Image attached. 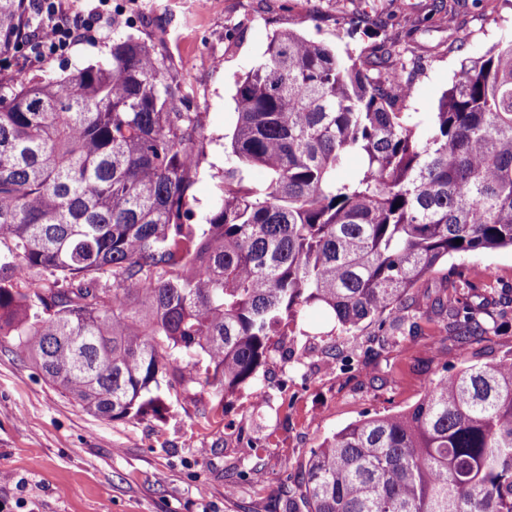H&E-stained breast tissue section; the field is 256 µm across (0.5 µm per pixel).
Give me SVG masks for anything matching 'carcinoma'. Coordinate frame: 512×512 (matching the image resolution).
<instances>
[{
  "instance_id": "cac0c4a2",
  "label": "carcinoma",
  "mask_w": 512,
  "mask_h": 512,
  "mask_svg": "<svg viewBox=\"0 0 512 512\" xmlns=\"http://www.w3.org/2000/svg\"><path fill=\"white\" fill-rule=\"evenodd\" d=\"M34 21L0 0V63ZM386 55L374 74L363 53L273 35L236 84L204 224L188 223L206 156L191 93L145 42L115 33L109 59L60 78L0 75V338L115 421L162 415L175 384H257L272 337L311 307L347 337L342 366H362L368 320L417 335L400 307L420 280L512 249V42L417 117L399 108V42ZM474 287L457 275L441 309L461 345L499 330ZM304 486L309 512H512V355L445 365L412 407L336 432Z\"/></svg>"
}]
</instances>
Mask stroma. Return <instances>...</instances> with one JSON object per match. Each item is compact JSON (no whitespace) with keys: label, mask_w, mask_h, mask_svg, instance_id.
Wrapping results in <instances>:
<instances>
[{"label":"stroma","mask_w":512,"mask_h":512,"mask_svg":"<svg viewBox=\"0 0 512 512\" xmlns=\"http://www.w3.org/2000/svg\"><path fill=\"white\" fill-rule=\"evenodd\" d=\"M433 0H110L122 32L164 57L170 81L191 87L208 161L191 190L193 221L204 223L224 178L225 137L235 126V82L263 54L275 31L293 29L338 54L360 53L398 37L410 60L412 113L435 111L462 64L512 41V0L483 8L456 0L451 13H432ZM368 13L385 27L350 35L345 17ZM112 30L34 66L61 74L104 60ZM497 292L481 300L500 332L465 347L451 345L435 313L456 273ZM420 334L383 340L364 324L367 372L334 368L332 334L316 312L275 337L259 385L221 396L210 388L164 390L163 417L111 421L80 410L48 385L33 362L0 340V512H283L303 498L304 465L312 448L363 416L414 405L438 364L458 368L512 352V251L454 255L406 297ZM258 467L259 483L235 469Z\"/></svg>","instance_id":"obj_1"}]
</instances>
